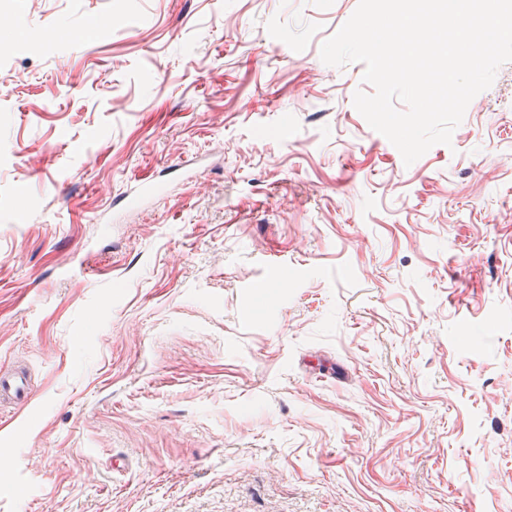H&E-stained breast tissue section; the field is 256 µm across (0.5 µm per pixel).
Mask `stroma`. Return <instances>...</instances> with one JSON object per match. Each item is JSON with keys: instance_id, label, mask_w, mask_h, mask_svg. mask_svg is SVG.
<instances>
[{"instance_id": "obj_1", "label": "stroma", "mask_w": 512, "mask_h": 512, "mask_svg": "<svg viewBox=\"0 0 512 512\" xmlns=\"http://www.w3.org/2000/svg\"><path fill=\"white\" fill-rule=\"evenodd\" d=\"M358 2L0 0V512H512V62L404 165ZM31 400V386L27 371L20 364L0 368V403L25 406Z\"/></svg>"}]
</instances>
